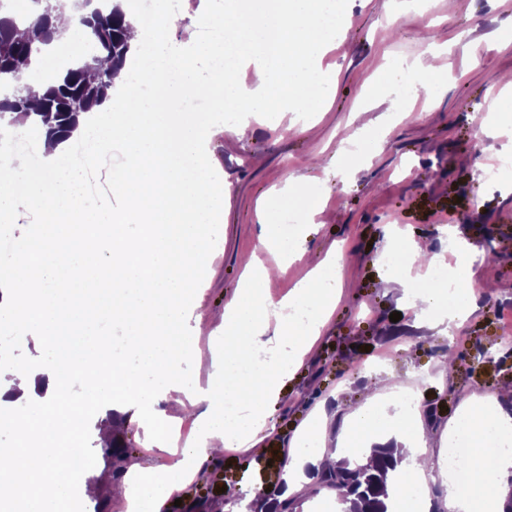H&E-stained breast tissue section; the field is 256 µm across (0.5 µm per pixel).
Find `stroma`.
Here are the masks:
<instances>
[{
  "label": "stroma",
  "instance_id": "stroma-1",
  "mask_svg": "<svg viewBox=\"0 0 512 512\" xmlns=\"http://www.w3.org/2000/svg\"><path fill=\"white\" fill-rule=\"evenodd\" d=\"M219 9L218 0H180L171 40L176 55L190 56L187 32L202 34ZM341 13L343 35L327 55L336 64L329 112H280L271 125L253 121L244 134L228 133L211 144L231 198L222 241L197 282L202 298L187 303L184 328L198 326L207 334L223 327L224 306L244 270L241 258L261 251V201L269 204L279 239L307 247L297 262L279 255L278 295H287L299 272L337 243L344 248L345 288L320 340L273 406L275 428L263 460L251 461L241 448L225 449L209 460L206 479L181 493V505L166 504L163 512H224V487L237 489L246 503L256 489L280 484L287 448L309 422L322 420L327 451H338L347 409L391 380L416 393L412 425L436 461L471 393L498 394L500 406L512 410V395L500 393L512 386V370L477 358L481 344L502 351L500 338L512 321V170L500 171L480 194L475 168L512 154V116L503 114L498 90L501 76L512 73V47H489L498 33L512 29V0H467L449 12L442 0H428L422 12L396 10L394 0H342ZM417 59L443 77L432 111L398 102L394 88L372 94L387 71ZM493 112L501 115L498 131L480 133L483 117ZM345 167L357 169L354 180L340 181ZM290 178L310 197L313 230L283 223ZM393 225L409 243L447 260L454 259L459 241L482 252L471 266L480 286L470 301L472 314L452 334L438 327V314L417 316L408 306L409 290L393 287L376 263ZM396 311L402 318L394 323L389 316ZM451 350L460 363L447 371L442 361ZM103 423L101 410L90 408L86 438L73 449L96 462L81 477V493L89 506L126 512L124 481L113 478V458L100 438ZM111 436L126 443L141 465L169 459L166 451L147 449L134 423L113 422Z\"/></svg>",
  "mask_w": 512,
  "mask_h": 512
}]
</instances>
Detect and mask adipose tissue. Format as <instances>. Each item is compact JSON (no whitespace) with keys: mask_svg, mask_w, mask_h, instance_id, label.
Segmentation results:
<instances>
[{"mask_svg":"<svg viewBox=\"0 0 512 512\" xmlns=\"http://www.w3.org/2000/svg\"><path fill=\"white\" fill-rule=\"evenodd\" d=\"M325 0H282L270 23L271 44L253 50L239 71L196 77L191 61L177 59L170 34L177 26L166 0H159V23L144 31L127 15V36L139 53V67L121 69L114 79L112 115L98 126L78 123L66 141H38L56 179L53 187L27 184L17 191L13 174L0 178V227L27 240L23 253L0 261V281L11 293L0 304V321L32 333L44 347L38 369L0 366V379L11 378L18 392L41 375L49 402L32 410L18 408L11 425L15 441L0 443V496H28L30 512H62L77 477L74 466L53 462V436L65 433L69 409L58 402L67 391L68 376L79 369L94 371L97 382L91 401L103 412L130 413L145 427L150 445L170 449L172 459L157 467L128 464L125 498L129 512H161L169 497L200 478L203 462L222 449L239 447L261 455L271 428L269 403L293 376L301 356L315 343L331 315L343 286L339 271L343 252L329 251L318 265L301 271L294 288L283 297L272 292L270 271L256 260L245 266L242 281L224 310L228 344L211 340L201 348L198 332L183 333V308L189 287L200 271L206 251L215 246L223 227L231 192L217 183L209 146L227 132L241 133L261 113L290 107L297 112H322L333 91L330 69L322 59L332 40L315 25ZM179 65L183 78L172 83L169 71ZM224 93L215 96V85ZM192 94L214 97L216 105L232 101L233 120H217L207 129L185 124L171 128L175 98ZM124 142L123 168L113 170L124 191L121 213L101 211L93 196L80 194L77 177L87 160L110 167L105 146L110 135ZM39 219L38 226L25 215ZM74 279L94 274L86 288H65L59 271ZM108 312L126 327L131 359L112 356L111 342L99 337L92 351L80 340L87 333V313ZM210 358L207 383L183 375L190 362ZM242 361L259 367L245 385L248 413L226 422L221 410L225 364ZM206 403L194 442L176 447L178 411ZM495 396L474 394L464 403L462 418L471 423L473 450L465 461L474 495L482 497L484 512H501L512 492V459H501L493 494H486L489 474L482 452L486 420L512 431V413L497 408ZM347 448H366L370 440L388 443L402 431L410 437L402 448L406 471L422 470V434L410 432L407 421L386 418L375 398L347 414ZM319 424L306 426L288 452L285 495L305 494L310 479L299 476L301 466L323 469L334 457L304 448L305 441L322 442Z\"/></svg>","mask_w":512,"mask_h":512,"instance_id":"ef3b65f1","label":"adipose tissue"}]
</instances>
